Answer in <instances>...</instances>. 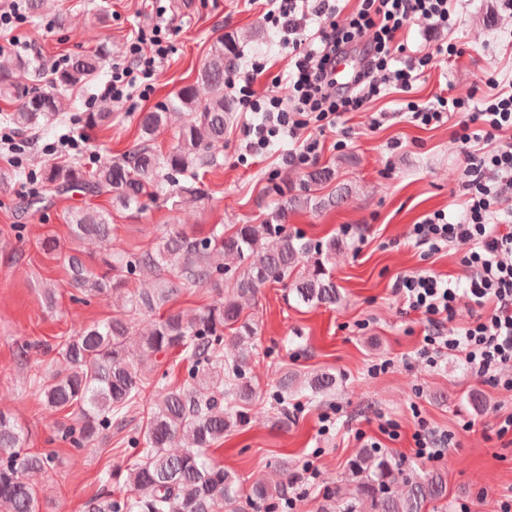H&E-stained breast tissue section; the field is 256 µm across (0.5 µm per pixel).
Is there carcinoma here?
<instances>
[{"label": "carcinoma", "mask_w": 512, "mask_h": 512, "mask_svg": "<svg viewBox=\"0 0 512 512\" xmlns=\"http://www.w3.org/2000/svg\"><path fill=\"white\" fill-rule=\"evenodd\" d=\"M110 55L107 45L81 54L55 73L49 91H29L15 80L30 71L31 59L20 54L0 55V97L19 101L0 122L19 133L47 131L70 106L69 89L103 71ZM236 37L216 40L194 82L173 98L141 113L136 143L122 154L88 170L78 162L56 164L41 173L42 189L20 203L23 211H40L55 197L72 191L111 195V208L85 207L65 216L71 239L91 241L103 248L102 270L75 252L67 257L70 285L84 300L117 295L115 313L84 325L79 333L58 344L60 368L34 377L43 402L55 411L75 408L76 418L60 428L62 441L79 450L95 438L124 430L131 413L140 407L150 385L145 364L176 352L187 363V384L158 380L144 428L127 436L137 449L138 461L130 468L129 493L105 492L92 500L90 512H221L235 504L233 476L213 463L208 450L224 433L244 423L245 406L255 398L247 370L254 356L256 327L244 315L269 282H284L301 304L334 305L340 295L336 283L317 264L307 275L290 279L311 246L288 234V212L311 202L308 195L281 197L263 224H214L203 237H190L169 228L147 248L127 250L113 234L112 210L143 211L146 201L160 198L172 207L186 200L202 201L206 190L199 171L220 165L224 131L236 101L224 94V74L235 64ZM182 118L174 145L163 153L155 142L173 115ZM76 123L83 127H112L108 102L87 112ZM150 276L154 288L130 289L133 278ZM234 281L233 293L218 295L192 319L169 307L185 287H224ZM153 313L156 318L143 337L141 355H130L126 338L134 316ZM237 346L224 355V331ZM276 400L288 409V398L309 391L324 395L336 389V375L283 372L276 381ZM27 433L11 415L0 411V512H40L37 488L53 469V458L26 451ZM354 492L336 499L322 512H428L447 496L442 472L418 476L404 470L390 456L363 450L349 461ZM399 483L404 495L395 492Z\"/></svg>", "instance_id": "1"}]
</instances>
